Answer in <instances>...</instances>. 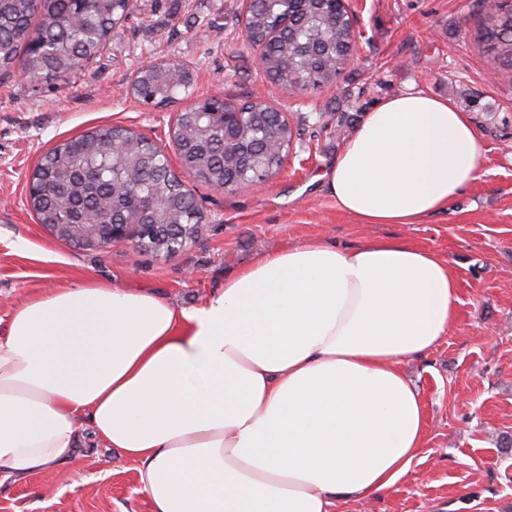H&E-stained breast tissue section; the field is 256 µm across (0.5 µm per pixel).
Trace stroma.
I'll list each match as a JSON object with an SVG mask.
<instances>
[{"label": "stroma", "mask_w": 512, "mask_h": 512, "mask_svg": "<svg viewBox=\"0 0 512 512\" xmlns=\"http://www.w3.org/2000/svg\"><path fill=\"white\" fill-rule=\"evenodd\" d=\"M358 47L335 85L293 95L270 83L244 40L242 0H136L102 56L69 78L36 83L0 77V332L35 295L92 278L151 288L187 305L226 275L273 250L323 239L353 247L370 237L411 240L449 259L458 279L450 335L402 369L428 413V442L382 497L337 503L336 512H512V69L486 52L480 0H347ZM173 58L190 65L197 93L265 101L299 141L278 173L216 192L184 183L202 201L203 235L175 256L116 242L83 251L38 224L26 202L40 156L60 141L106 125L134 129L176 151L179 105L152 108L125 96L138 68ZM414 88L472 115L485 154L480 179L447 210L420 224H358L321 179L367 112ZM343 116L316 130L318 113ZM63 473L0 484V512H152L136 465L83 430Z\"/></svg>", "instance_id": "stroma-1"}]
</instances>
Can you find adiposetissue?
Masks as SVG:
<instances>
[{
    "instance_id": "1",
    "label": "adipose tissue",
    "mask_w": 512,
    "mask_h": 512,
    "mask_svg": "<svg viewBox=\"0 0 512 512\" xmlns=\"http://www.w3.org/2000/svg\"><path fill=\"white\" fill-rule=\"evenodd\" d=\"M469 113L406 90L324 173L358 223L419 224L481 174ZM458 282L405 239L256 258L177 306L89 280L15 308L0 336V479L59 471L94 438L136 462L153 512H334L386 494L428 440L401 370L449 336Z\"/></svg>"
}]
</instances>
